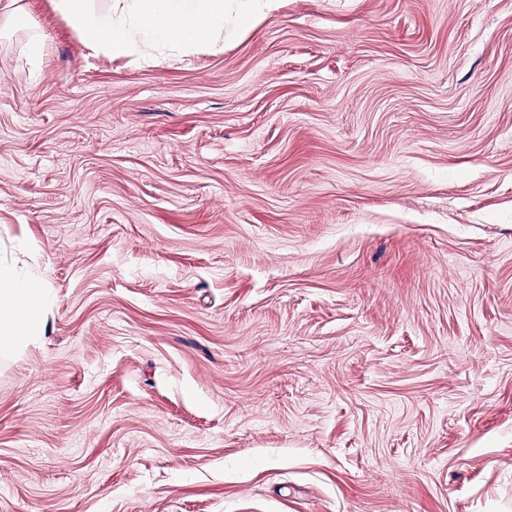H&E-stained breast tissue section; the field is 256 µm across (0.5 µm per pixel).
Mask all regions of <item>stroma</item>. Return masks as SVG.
<instances>
[{"label": "stroma", "mask_w": 512, "mask_h": 512, "mask_svg": "<svg viewBox=\"0 0 512 512\" xmlns=\"http://www.w3.org/2000/svg\"><path fill=\"white\" fill-rule=\"evenodd\" d=\"M22 5L0 253L54 304L0 512H512V0H286L147 66Z\"/></svg>", "instance_id": "stroma-1"}]
</instances>
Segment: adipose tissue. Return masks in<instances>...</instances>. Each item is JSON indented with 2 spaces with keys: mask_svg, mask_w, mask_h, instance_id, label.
Listing matches in <instances>:
<instances>
[{
  "mask_svg": "<svg viewBox=\"0 0 512 512\" xmlns=\"http://www.w3.org/2000/svg\"><path fill=\"white\" fill-rule=\"evenodd\" d=\"M53 2L86 47L139 64L150 63L158 46L190 53L210 44L223 34L228 12L245 30L281 7V0H109L103 10L92 0ZM51 302L37 274L0 257V352L42 336Z\"/></svg>",
  "mask_w": 512,
  "mask_h": 512,
  "instance_id": "ef3b65f1",
  "label": "adipose tissue"
}]
</instances>
